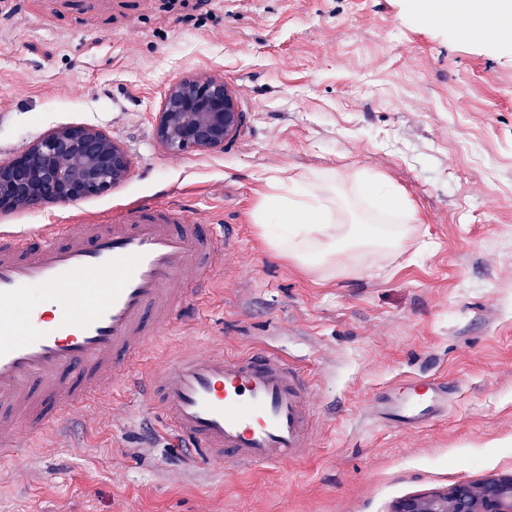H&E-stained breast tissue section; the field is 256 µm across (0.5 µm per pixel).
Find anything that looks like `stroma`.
Here are the masks:
<instances>
[{
    "mask_svg": "<svg viewBox=\"0 0 512 512\" xmlns=\"http://www.w3.org/2000/svg\"><path fill=\"white\" fill-rule=\"evenodd\" d=\"M223 76L243 122L218 153L167 151L166 88ZM63 125L131 159L99 197L0 213L32 231L175 194L236 248L201 276L151 369L187 346L271 349L320 408L316 446L279 470L200 464L122 385L0 459V512H394L403 499L512 473V38L429 22L412 0H0V160ZM333 170L393 185L412 237L385 270L322 277L268 245L253 215L273 180ZM435 377L448 415L401 431L366 399Z\"/></svg>",
    "mask_w": 512,
    "mask_h": 512,
    "instance_id": "obj_1",
    "label": "stroma"
}]
</instances>
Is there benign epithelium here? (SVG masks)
Returning <instances> with one entry per match:
<instances>
[{"label":"benign epithelium","instance_id":"7a95c632","mask_svg":"<svg viewBox=\"0 0 512 512\" xmlns=\"http://www.w3.org/2000/svg\"><path fill=\"white\" fill-rule=\"evenodd\" d=\"M242 120L223 77H184L168 87L155 131L172 152H222ZM130 169L127 153L102 131L63 126L0 164V212L101 196ZM395 512H512V473L404 499Z\"/></svg>","mask_w":512,"mask_h":512}]
</instances>
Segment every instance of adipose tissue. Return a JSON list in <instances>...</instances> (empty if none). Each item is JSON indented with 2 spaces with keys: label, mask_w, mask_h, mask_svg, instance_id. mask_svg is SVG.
I'll return each instance as SVG.
<instances>
[{
  "label": "adipose tissue",
  "mask_w": 512,
  "mask_h": 512,
  "mask_svg": "<svg viewBox=\"0 0 512 512\" xmlns=\"http://www.w3.org/2000/svg\"><path fill=\"white\" fill-rule=\"evenodd\" d=\"M428 20L466 33L479 29L491 39L512 34V0H420ZM349 199L365 211L344 207L332 173L282 183L254 213L259 228L277 222L268 237L273 250L309 264L323 276L383 268L418 218L408 201L386 181L358 175Z\"/></svg>",
  "instance_id": "1"
}]
</instances>
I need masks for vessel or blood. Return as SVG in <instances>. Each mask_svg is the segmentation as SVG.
Returning a JSON list of instances; mask_svg holds the SVG:
<instances>
[{
	"label": "vessel or blood",
	"mask_w": 512,
	"mask_h": 512,
	"mask_svg": "<svg viewBox=\"0 0 512 512\" xmlns=\"http://www.w3.org/2000/svg\"><path fill=\"white\" fill-rule=\"evenodd\" d=\"M218 222L170 199H136L108 216L60 218L38 236L0 230V434L20 416L34 429L60 421L120 382L205 461L274 470L305 458L313 389L279 353L201 346L144 376L145 352L177 330L192 300L191 275L232 248ZM365 410L381 426L423 429L447 416L448 389L412 380Z\"/></svg>",
	"instance_id": "obj_1"
}]
</instances>
